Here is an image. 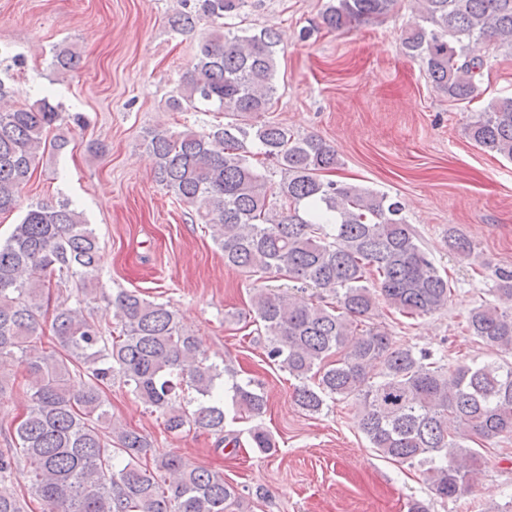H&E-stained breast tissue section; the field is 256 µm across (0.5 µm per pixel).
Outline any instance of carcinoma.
Returning <instances> with one entry per match:
<instances>
[{
	"mask_svg": "<svg viewBox=\"0 0 512 512\" xmlns=\"http://www.w3.org/2000/svg\"><path fill=\"white\" fill-rule=\"evenodd\" d=\"M412 2V20L400 35L405 54L421 59L448 99L472 101L491 53L512 54V0ZM246 3L180 0L169 18L173 32H196L198 41L167 109L203 106L224 113L226 122L146 129L155 179L210 226L224 265L316 290L307 299L257 288L251 299L267 358L299 381L296 405L309 414L320 413L328 398L351 405L380 457L417 468L432 496L456 500L481 476L482 451L512 436V360L501 358L512 356V269L495 271L493 300L467 316L466 330L490 352L488 360L449 366L372 323L381 301L411 319L438 313L452 288L398 198L327 178L340 165L332 146L265 118L278 90L280 34L231 23ZM398 3L328 0L322 24L344 30L386 17ZM78 63L71 47L54 49L57 70ZM62 120L46 97L0 107V214L20 204L47 134ZM466 134L480 149L512 160V96L497 99ZM448 249L462 259L473 251L452 233ZM102 261L94 229L64 201L30 206L0 243V363L12 359L20 367L11 377L0 374V406L18 389L28 397L13 419L15 447L0 449V512H33L12 488L21 462L40 512H249L223 474L176 454L156 455L141 432L109 427L104 385L114 380L160 413L172 434L221 435L225 414L216 398L221 372L168 305L120 290L105 298L111 324L84 313ZM63 282L72 283L74 303L53 308L57 345L47 349L39 312ZM76 376L83 384L73 390ZM184 382L200 395L191 411L177 404ZM232 401L249 418L267 408L249 381L232 385ZM249 435L259 451L274 448L262 426Z\"/></svg>",
	"mask_w": 512,
	"mask_h": 512,
	"instance_id": "carcinoma-1",
	"label": "carcinoma"
}]
</instances>
